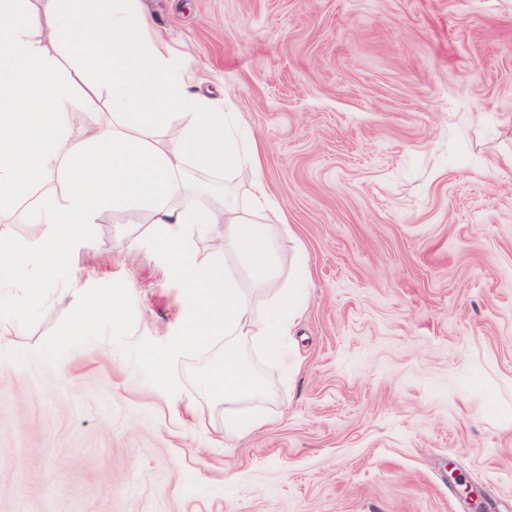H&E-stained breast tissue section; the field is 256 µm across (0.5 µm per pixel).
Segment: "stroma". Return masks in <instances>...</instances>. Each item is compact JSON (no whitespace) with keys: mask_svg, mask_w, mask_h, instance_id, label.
I'll return each mask as SVG.
<instances>
[{"mask_svg":"<svg viewBox=\"0 0 512 512\" xmlns=\"http://www.w3.org/2000/svg\"><path fill=\"white\" fill-rule=\"evenodd\" d=\"M264 155L309 298L262 392L201 382L147 208L0 291V512H512V0H139ZM248 210L254 174L185 164ZM119 299L117 320L72 322ZM266 417L224 436V412Z\"/></svg>","mask_w":512,"mask_h":512,"instance_id":"1","label":"stroma"}]
</instances>
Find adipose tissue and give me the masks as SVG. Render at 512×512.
<instances>
[{"mask_svg":"<svg viewBox=\"0 0 512 512\" xmlns=\"http://www.w3.org/2000/svg\"><path fill=\"white\" fill-rule=\"evenodd\" d=\"M53 45L71 49L109 86L118 129L71 137L72 86L48 53ZM187 70L139 0H112L103 10L94 0H0V201L20 200L21 220L39 229L34 242L21 247L0 228V288L40 291L45 283L33 268L72 263L85 227L103 222L115 207L146 206L153 237L170 257L169 272L194 304L175 347L223 342L224 363L203 385L240 400L259 385L236 344L249 337L278 356L306 306L308 274L297 265L276 304L256 320L223 258L196 261L191 239L214 232L225 251L246 256L253 290L267 288L284 263L264 225L232 203L199 205L180 179L189 160L206 172L248 168L256 173L253 212L270 202L254 144L242 140L229 113L189 92ZM176 113L182 121L170 125ZM162 126L168 144L159 148L155 137ZM47 177L61 185L60 195L32 197L33 184Z\"/></svg>","mask_w":512,"mask_h":512,"instance_id":"1","label":"adipose tissue"}]
</instances>
